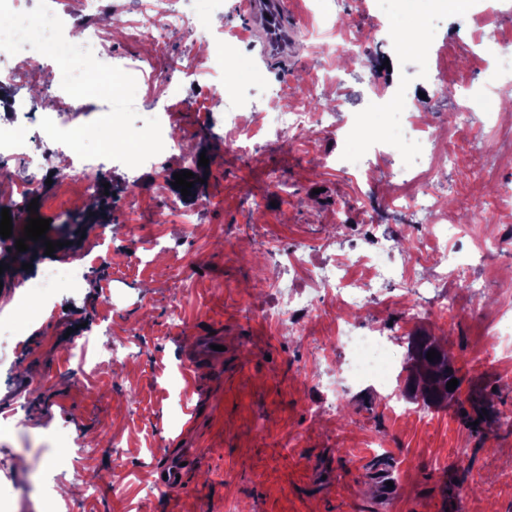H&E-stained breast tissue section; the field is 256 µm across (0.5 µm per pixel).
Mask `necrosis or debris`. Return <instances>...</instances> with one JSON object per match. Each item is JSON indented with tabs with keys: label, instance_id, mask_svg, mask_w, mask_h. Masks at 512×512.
<instances>
[{
	"label": "necrosis or debris",
	"instance_id": "obj_1",
	"mask_svg": "<svg viewBox=\"0 0 512 512\" xmlns=\"http://www.w3.org/2000/svg\"><path fill=\"white\" fill-rule=\"evenodd\" d=\"M218 2L199 0L197 7L183 9L179 6V0H141L138 17L120 24L119 29L125 41L135 46H161L174 36L194 41L207 31L209 14ZM49 5L62 20L65 37H72L74 30H82L83 43L91 47L98 60L122 68L135 79L156 84L167 96L178 95V85L158 74L151 59L113 55L112 32L100 28L97 22L103 10L101 0H74L68 8L60 7L59 0H49ZM209 60L208 66L191 62L183 66L182 71L195 79L223 85L224 126L232 135L238 150L248 151L254 136L253 129L241 122L242 113L249 110L258 113L260 126L273 127L285 133L322 124L324 113L305 108L285 109L282 105L285 94L281 91L273 92L267 102L249 105L239 98L238 91L253 81V70L245 66L227 68L222 54L216 50L210 53ZM410 102L405 87L399 85L393 89L389 100L373 103L369 116L354 117L342 135L344 148L336 157V165L344 171H361L370 163L368 146L381 142L394 147L398 164L393 177L398 188L393 200L404 204L409 212L432 216L433 222L426 236L401 252L391 244L368 251L362 258L367 266V274L355 279L341 276L334 266L306 268L302 257H294L289 267L296 277L308 280L309 289L301 293L282 292L278 308L262 314L263 319L277 328L301 335L320 312L335 309V340L337 347L348 352L345 363L348 377L379 384L386 393L385 410L400 416L406 415L408 409L401 401L397 384L393 341L384 336L377 325L369 331H359L353 315L369 310L374 303V289L395 281L401 269L409 268L416 262L419 255L426 253L428 245L435 243L438 236L447 234L450 224L454 223L455 215L449 209L446 193L435 176L450 156L449 129L468 122L467 113L459 112L450 116L447 128L426 138L414 137L405 122ZM42 144L43 159L28 158L26 175L18 180H9L8 202H16L37 192L42 184L40 174L47 167L74 174V181L67 185L69 194L89 193L92 186L87 175L102 166V159L80 158L68 147L47 138L43 139Z\"/></svg>",
	"mask_w": 512,
	"mask_h": 512
}]
</instances>
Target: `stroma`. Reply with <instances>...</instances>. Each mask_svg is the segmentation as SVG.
<instances>
[{"mask_svg":"<svg viewBox=\"0 0 512 512\" xmlns=\"http://www.w3.org/2000/svg\"><path fill=\"white\" fill-rule=\"evenodd\" d=\"M239 5L223 0L209 26L256 68L242 97L262 101L282 85L284 105L333 110L335 123L278 139L262 133L242 153L224 140L222 93L176 76L186 43L113 41V53L149 57L159 73L176 77L180 93L169 107L177 115L179 151L155 155L153 166L135 175L116 160L92 172L93 197L111 215L106 241H98L94 225L65 228L84 211L80 196L68 212L42 202L34 213L49 220L46 241L56 242L55 252L32 240L18 260L14 238H0V316L20 328L18 337L0 338V488L7 493L0 512H228L233 504L240 512H512V480L499 478L512 472V378L487 329L503 304L501 285L512 277V215L500 224L460 222L440 241L450 259L467 267V281L444 276L441 266L419 265L416 275L439 276L436 290L402 302L387 291L358 317L391 328L399 355H406L410 336L425 332L454 361L462 378L454 398L438 406L410 398L423 419L390 417L371 383L351 386L335 418L312 413L318 394L308 375L316 348L332 339L331 315L318 316L305 336L281 334L257 315L276 306L273 283L298 246H306L308 263L324 266L366 248L371 224L405 244L422 236L421 217L389 202L391 158L368 174L341 172L320 159L340 150L341 124L370 110L375 89L406 83L415 95L414 119L430 132L467 108L492 74L468 4L437 12L421 57L395 52L393 40L375 36L381 19L364 0H324L318 12L309 0H288L294 34L285 51L268 56L259 31L245 28ZM328 20L360 34L359 56L330 60L304 47L300 29ZM425 68L452 72L456 82L437 94L421 74ZM314 73L321 78L317 100L304 92ZM37 77V95L30 85L0 82V126L12 125L20 102L37 126L46 89L62 74L53 63ZM509 129L512 88L492 118L479 112L469 128L450 132L459 164L443 166L440 176L457 212L512 185V165L492 169L487 182L470 175L481 163L479 145L512 147ZM186 155L207 156L204 184L186 197L171 187L156 192V174L182 172ZM134 177L139 187H132ZM176 199L194 211V228L170 216ZM273 243L279 255L269 253ZM100 247L110 263L83 267L77 290L62 286L47 303L20 308L21 263L38 274ZM444 300L459 313L443 324L431 311ZM411 306L420 317L408 319ZM101 343L124 346L125 360H103ZM473 395L481 396L484 417H476ZM379 432L386 447H370ZM71 436L89 454L68 455ZM182 448L205 453L191 466L189 490L145 498L161 455ZM87 483L100 490L86 500L79 489Z\"/></svg>","mask_w":512,"mask_h":512,"instance_id":"35a3bbf8","label":"stroma"}]
</instances>
